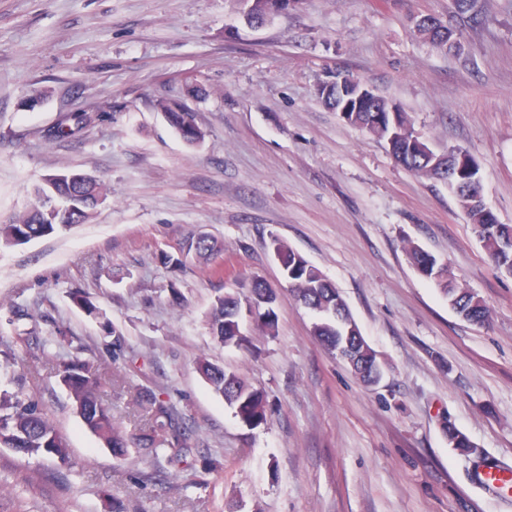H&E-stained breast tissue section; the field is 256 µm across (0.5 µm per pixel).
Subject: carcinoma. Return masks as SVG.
I'll return each instance as SVG.
<instances>
[{
	"instance_id": "cac0c4a2",
	"label": "carcinoma",
	"mask_w": 512,
	"mask_h": 512,
	"mask_svg": "<svg viewBox=\"0 0 512 512\" xmlns=\"http://www.w3.org/2000/svg\"><path fill=\"white\" fill-rule=\"evenodd\" d=\"M446 29V24L440 30L422 26L417 28V33L432 45L445 47L448 45ZM158 107L186 144L193 146L204 139V132L195 121L196 113L182 111L186 107L184 102L162 99ZM348 117L350 124L362 130L383 138L389 135L387 114L384 112H350ZM393 155L407 170L438 180L442 177L443 169L452 164L448 157H435L427 142L420 137H411L396 145ZM77 175L81 179L71 182L58 181L56 176L51 175L44 184L36 186L33 189L35 205L13 222L0 224V245L25 244L76 224L90 222L97 208L106 200V189L92 176L84 179L80 171ZM448 187L455 193L495 268L502 273L511 270L512 225L499 223L486 205L476 173L452 180L448 182ZM273 244L286 259L288 284L294 296L318 316L312 335L328 350L339 353L363 383L371 384L378 376L376 354L367 343L358 344L355 336H347L348 329L357 327V324L334 284L281 241L275 239ZM222 251L223 247L217 240L192 235L182 243L180 256L166 255L164 260L181 264L183 260L191 258L199 263H207ZM407 255L423 276L437 284L448 298V304L460 317L476 325L488 321L489 310L483 299L458 285L447 265L417 246L410 247ZM244 299L266 307V313L260 316L262 327L270 334L275 331V312L269 308L273 302V292L263 282L253 280L246 295L225 293L215 299L208 324L211 334L219 343L239 346L245 340L238 320V311ZM13 314L20 325L16 336L12 337L4 350L8 363L17 361L16 348L28 350L33 345L43 344L36 328L24 324V321L32 319L29 311L17 306ZM45 363L51 366L67 390L71 407L84 428L97 437L103 447L110 449L115 457H124L127 448L133 446L155 463L163 461L169 466L181 465L190 469L199 464L206 465V457L191 445L184 415L164 393L147 386L137 389L135 404L145 418V424L140 428V434L132 437L112 418L103 398L104 387L109 380L97 365L77 356L61 358L56 354L45 356ZM197 369L246 426L254 428L267 422L264 395L239 375L227 372L203 357L198 358ZM448 440L458 454L468 460L476 462L482 458V450L452 427L448 428ZM0 447L10 448L25 456L55 457L63 463L69 458L67 441L48 416L42 399L36 395L7 390H0Z\"/></svg>"
}]
</instances>
